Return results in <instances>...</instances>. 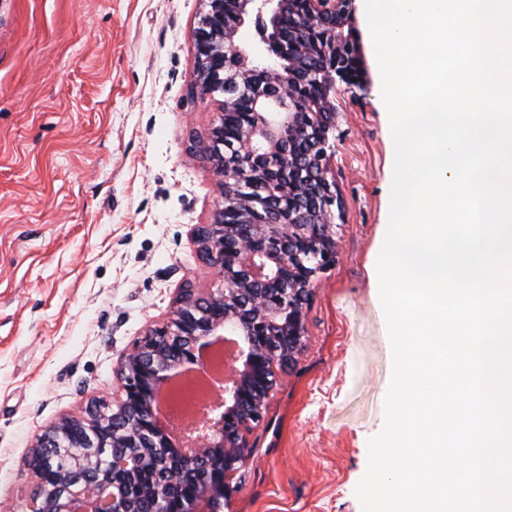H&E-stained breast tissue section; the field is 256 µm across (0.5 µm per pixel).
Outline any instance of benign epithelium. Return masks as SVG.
<instances>
[{"label":"benign epithelium","instance_id":"1","mask_svg":"<svg viewBox=\"0 0 512 512\" xmlns=\"http://www.w3.org/2000/svg\"><path fill=\"white\" fill-rule=\"evenodd\" d=\"M204 2L189 94L221 100L206 141L193 139L190 149L232 181L235 201L192 225L190 238L216 281L206 290L185 282L166 322L121 356L110 409L93 401L84 416L63 417L36 437L27 466L43 490L37 512H100L102 503L109 512H139L143 498L170 512L229 508L254 430L304 349L316 281L336 264L335 95L349 81L341 56L353 48L343 29L352 25L355 0H306L304 25L326 30L319 70L326 93L311 102L298 95L308 46L286 56V66L264 61L257 83L241 37L252 15L262 41H276L274 23L292 0ZM227 15L236 25H224ZM240 94L251 96L255 112L228 140L224 108ZM229 336L234 357L223 405L185 453L154 410L156 392L173 371L202 366L206 350Z\"/></svg>","mask_w":512,"mask_h":512}]
</instances>
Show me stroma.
Returning a JSON list of instances; mask_svg holds the SVG:
<instances>
[{
	"label": "stroma",
	"instance_id": "35a3bbf8",
	"mask_svg": "<svg viewBox=\"0 0 512 512\" xmlns=\"http://www.w3.org/2000/svg\"><path fill=\"white\" fill-rule=\"evenodd\" d=\"M202 0H0V503L32 512L35 438L112 401L121 355L184 281L190 239L224 200L189 149L217 106L191 98ZM366 88L339 90L341 250L319 278L298 365L271 398L231 512H362L355 489L385 420L392 351L372 270L393 176L363 7Z\"/></svg>",
	"mask_w": 512,
	"mask_h": 512
}]
</instances>
